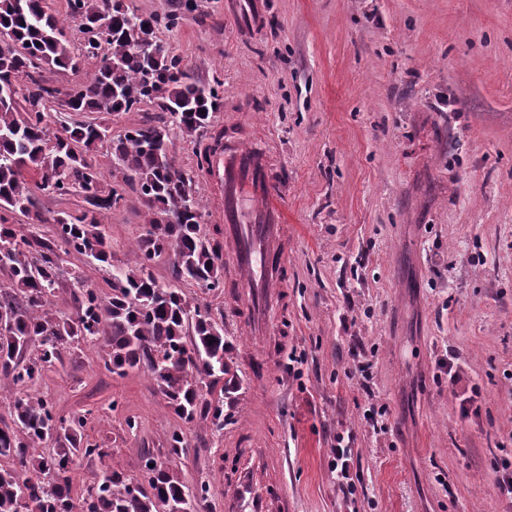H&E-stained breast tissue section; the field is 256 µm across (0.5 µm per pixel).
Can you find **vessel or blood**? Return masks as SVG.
I'll return each instance as SVG.
<instances>
[{"mask_svg":"<svg viewBox=\"0 0 512 512\" xmlns=\"http://www.w3.org/2000/svg\"><path fill=\"white\" fill-rule=\"evenodd\" d=\"M209 171L224 181V234L233 266L228 285L234 305L254 321H263L286 261L282 241L288 181L267 155L244 146L233 131L223 150L212 156ZM233 454L238 468L233 489L224 497V512H291L287 497L263 491L281 468L278 458L260 448H237Z\"/></svg>","mask_w":512,"mask_h":512,"instance_id":"obj_1","label":"vessel or blood"}]
</instances>
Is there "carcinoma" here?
<instances>
[{
  "mask_svg": "<svg viewBox=\"0 0 512 512\" xmlns=\"http://www.w3.org/2000/svg\"><path fill=\"white\" fill-rule=\"evenodd\" d=\"M197 0H178L162 15H140L124 0H68L61 18L48 0H0V269L8 283L0 289V379L16 387L12 422L0 426V456L15 461L0 470V512H197L209 495L203 481L194 491L168 465L187 456L183 434L167 441L165 459L144 458L143 475L105 472L80 498H73L67 473L78 461L110 455L85 438L88 415L57 416L52 404L32 391L43 375L63 363L64 353L84 342L108 347L104 368L120 377L145 370L167 406L179 418L208 420L224 430V408H232L241 389L233 345L209 306L182 289L159 283L149 267L173 257L175 279L214 291L224 283L221 247L201 233V203L193 179L176 167L168 125L145 120L123 136L111 137L101 120L74 121L60 132L45 120L49 102L63 96L69 112L118 115L144 104L169 116L184 139L206 135L220 111L219 81L201 82L183 69L169 49L159 50V27H174ZM108 18L106 29L95 28ZM84 34L71 46L70 24ZM100 62L85 83L66 91L45 82V67L76 70L84 61ZM27 85L19 87V78ZM109 145L137 186L144 206L146 234L126 266L112 274V295L89 287L83 273L72 279L80 288L74 313L59 318L48 308L60 288L64 257L76 253L101 263L111 254L98 215L118 207L124 193L107 188L94 160ZM64 173L68 181L54 176ZM77 194L76 212L53 217L51 242L33 241L9 223L8 215L44 222L35 210V192ZM224 382L218 398H210ZM53 437L57 448L46 455L42 443Z\"/></svg>",
  "mask_w": 512,
  "mask_h": 512,
  "instance_id": "carcinoma-1",
  "label": "carcinoma"
}]
</instances>
